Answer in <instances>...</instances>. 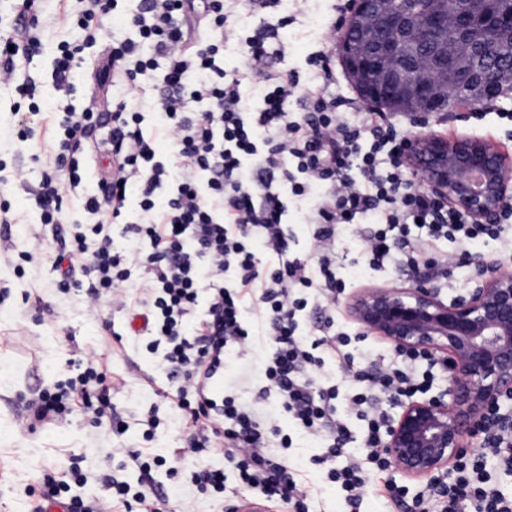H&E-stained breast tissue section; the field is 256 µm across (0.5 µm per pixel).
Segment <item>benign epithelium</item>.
I'll return each instance as SVG.
<instances>
[{
    "mask_svg": "<svg viewBox=\"0 0 512 512\" xmlns=\"http://www.w3.org/2000/svg\"><path fill=\"white\" fill-rule=\"evenodd\" d=\"M425 5L420 18L390 7V0H355L346 27L356 36L337 44V54L361 98L380 104L395 95L425 115L450 109L460 118L474 106L511 98L512 68L485 67L484 44L471 40V27L477 15L493 29H512V0H470L469 10L453 17L445 0ZM439 26L444 38L420 42L419 32ZM458 44L470 58L447 87L438 76L453 66L450 49ZM403 161L418 187L477 224L512 206V154L491 140L418 135ZM478 267L476 287L462 298L447 302L418 279L407 288H370L350 304L366 333L448 360V389L403 403L388 431L387 456L410 480L451 474L467 440L487 432L490 418L512 424L500 413L512 401V274Z\"/></svg>",
    "mask_w": 512,
    "mask_h": 512,
    "instance_id": "benign-epithelium-1",
    "label": "benign epithelium"
}]
</instances>
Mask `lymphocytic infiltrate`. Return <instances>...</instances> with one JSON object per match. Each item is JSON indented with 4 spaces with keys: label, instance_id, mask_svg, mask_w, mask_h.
<instances>
[{
    "label": "lymphocytic infiltrate",
    "instance_id": "obj_1",
    "mask_svg": "<svg viewBox=\"0 0 512 512\" xmlns=\"http://www.w3.org/2000/svg\"><path fill=\"white\" fill-rule=\"evenodd\" d=\"M42 2L15 0L0 35V83L19 97L11 113L21 143L35 135L31 119L41 112L42 96L33 80L16 81L17 62L42 50ZM118 2L88 0L67 11L81 38L58 45L56 90L69 92L74 69L85 66L95 90L116 81L127 97L102 111L60 109L37 192L41 223L61 224L66 190L81 183L87 146L105 125L112 175L84 198L88 223L69 230L71 255L87 262L57 288L81 292L92 307L107 296L144 311L146 349L178 383L187 453L224 455L226 469L193 474L214 499H223L232 479L308 512L303 478L288 464L293 437L275 422L284 414L320 441L312 463L345 503L359 506L380 489L401 505L404 489L380 482L391 466L383 452L385 406L425 394L448 365L399 348L385 366L337 378L334 365L350 359L352 338L337 331L332 315L345 290L336 240L356 219L369 220L361 245L370 268L396 262L443 288L456 256L441 253V242L490 238L512 251V225L473 223L415 188L400 157L407 139L387 113L362 112L348 121L354 102L329 93L335 76L329 47L309 55L307 75L277 67L270 41L292 21L282 0H138L127 37L111 53L85 61L84 49L102 42L103 21ZM241 9L258 17L257 28L235 25ZM231 43L241 63L229 72L224 49ZM149 115L172 143L166 158L143 130ZM292 199L304 205L306 259L289 254L285 218ZM415 225L420 234H412ZM257 349L265 352L264 384L251 397L211 390L228 351ZM78 366L54 389L34 391L26 403L30 421L62 420L78 401L97 426L118 429L95 352L82 353ZM356 420L363 424L357 451L350 447ZM491 458L512 473V434L496 424L481 447L460 457L455 483L432 484L416 498L415 512H512V499L485 479ZM105 491L98 501L71 499L73 512H160L148 487L133 492L110 480Z\"/></svg>",
    "mask_w": 512,
    "mask_h": 512
}]
</instances>
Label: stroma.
<instances>
[{"mask_svg":"<svg viewBox=\"0 0 512 512\" xmlns=\"http://www.w3.org/2000/svg\"><path fill=\"white\" fill-rule=\"evenodd\" d=\"M348 16L337 0H305L294 23L279 33L288 47L280 68L305 69L308 55L321 43L337 45ZM41 36L43 52L19 67L20 78L34 80L41 89L45 111L34 119L41 128L35 139L17 142L8 115L12 92L0 88V161L27 172L25 182H0V200L10 201L14 216L12 241L16 249H26L36 227L42 228L46 238L42 258L26 266L24 276H17L12 265L0 261V289L8 291L0 301V356L10 361L7 372L0 375V428L11 432L10 439L0 440V512H33L47 474L66 484L68 495L87 501L103 495L101 477L105 474L138 488L140 473L126 463L131 449L166 456L180 469L175 476L162 468L151 472L162 512H232L243 495L241 489L227 488L223 501L218 502L190 485L186 470L194 461L183 450L187 431L182 414L174 398L166 394L170 383L158 359L132 335L128 310L105 301L99 310L91 311L77 291L64 293L54 286L53 260L62 245L53 226H41L35 192L57 119L58 95L51 77L55 46L58 41L79 37L64 21L58 0L43 2ZM425 128L448 137L479 135L512 152V99L478 107L463 119L443 114L430 119ZM336 248L347 256L339 271L346 291L336 304V325L358 336L359 348L372 354L368 360L354 357L353 365L359 368L370 360L386 363L393 356V345L362 335L349 303L368 288L406 286L414 276L399 267L371 269L356 237L340 239ZM116 332L122 334V341L113 340ZM87 349L96 350L112 383V406L127 426L125 434L118 436L95 426L90 416L78 411L63 421L28 430L21 419L24 393L53 387L75 375L79 355ZM152 415L159 424L150 429L146 421Z\"/></svg>","mask_w":512,"mask_h":512,"instance_id":"1","label":"stroma"}]
</instances>
